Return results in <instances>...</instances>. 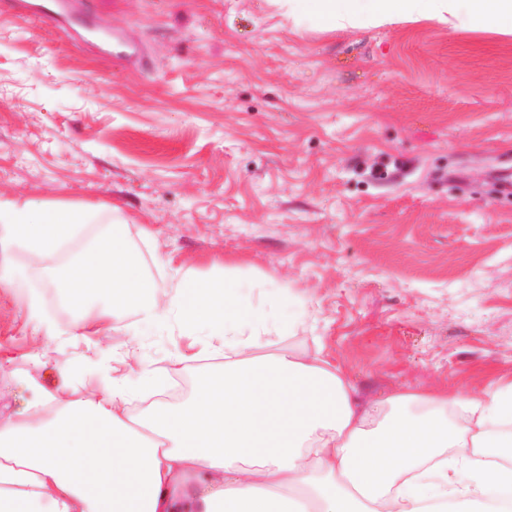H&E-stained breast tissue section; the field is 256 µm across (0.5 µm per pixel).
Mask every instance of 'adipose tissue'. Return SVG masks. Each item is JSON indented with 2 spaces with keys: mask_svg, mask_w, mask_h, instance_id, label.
<instances>
[{
  "mask_svg": "<svg viewBox=\"0 0 512 512\" xmlns=\"http://www.w3.org/2000/svg\"><path fill=\"white\" fill-rule=\"evenodd\" d=\"M293 22L334 31L421 20L512 35V0H277ZM88 203L0 199V291L44 276V260L88 227L58 265L72 335L90 327L192 336L217 363L192 397L142 417L127 404L168 373L102 379L92 395L41 392L22 420L0 417V512H512V383L481 395H363L321 353H261L306 314L288 287L261 299L234 268L146 275L120 224ZM23 245L32 258L18 266ZM466 418L458 428L449 406Z\"/></svg>",
  "mask_w": 512,
  "mask_h": 512,
  "instance_id": "ef3b65f1",
  "label": "adipose tissue"
}]
</instances>
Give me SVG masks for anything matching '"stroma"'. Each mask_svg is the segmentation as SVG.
Segmentation results:
<instances>
[{
  "label": "stroma",
  "instance_id": "obj_1",
  "mask_svg": "<svg viewBox=\"0 0 512 512\" xmlns=\"http://www.w3.org/2000/svg\"><path fill=\"white\" fill-rule=\"evenodd\" d=\"M0 0V197L102 206L146 271L237 268L308 301L268 350L322 349L372 398L512 382V36L434 21L330 32L268 0ZM43 331L0 291V417L170 339ZM73 2L69 0H52L44 3L27 4L23 7L32 14L42 18H55L68 20L73 15Z\"/></svg>",
  "mask_w": 512,
  "mask_h": 512
}]
</instances>
